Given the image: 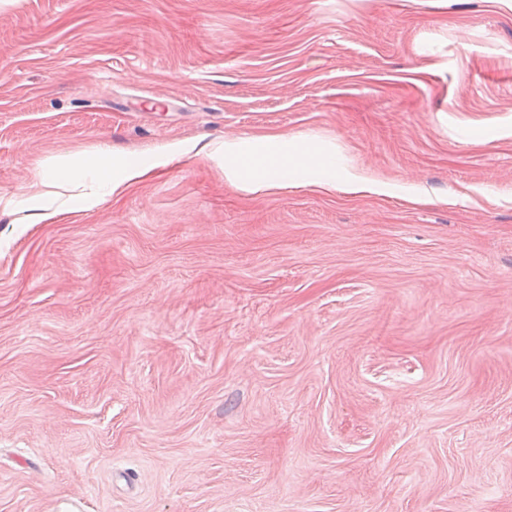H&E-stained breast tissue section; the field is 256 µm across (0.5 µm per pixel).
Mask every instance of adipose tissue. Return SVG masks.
Instances as JSON below:
<instances>
[{"label": "adipose tissue", "mask_w": 512, "mask_h": 512, "mask_svg": "<svg viewBox=\"0 0 512 512\" xmlns=\"http://www.w3.org/2000/svg\"><path fill=\"white\" fill-rule=\"evenodd\" d=\"M204 152L223 169L226 184L247 194L287 187L329 192L339 185L348 192L368 190L381 194L387 190L386 184L366 183L354 173L337 174L328 152L322 148L304 149L276 135L216 141L206 145ZM180 154V149L175 148L148 162L125 163L115 172L111 169V151H103L99 164L82 176L88 181L89 190L77 200L64 193L63 186L79 176L68 158L53 157L30 185L27 199L6 201L5 207L19 214L21 223L54 224L76 207L91 208L105 198L123 195L132 186L151 179Z\"/></svg>", "instance_id": "adipose-tissue-1"}]
</instances>
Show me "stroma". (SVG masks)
<instances>
[{
	"label": "stroma",
	"instance_id": "35a3bbf8",
	"mask_svg": "<svg viewBox=\"0 0 512 512\" xmlns=\"http://www.w3.org/2000/svg\"><path fill=\"white\" fill-rule=\"evenodd\" d=\"M263 134L389 190L0 208V512H512V0H0V198ZM181 154V149L175 148L156 155L148 162H127L114 174V165L113 172L110 171L112 152L105 150L100 154L99 164L83 176H79L68 158L52 157L46 161L41 176L29 186L28 197L8 200L4 208L14 214H22L16 219L15 223L18 224H56L60 217L76 210L73 196L59 191L66 190L64 184L68 185L71 180L82 179L89 182L90 191L81 195L78 203L83 208H92L107 197H120L132 186L151 179L159 168L170 164ZM45 197L52 199L51 205L32 207L27 204L29 200Z\"/></svg>",
	"mask_w": 512,
	"mask_h": 512
}]
</instances>
